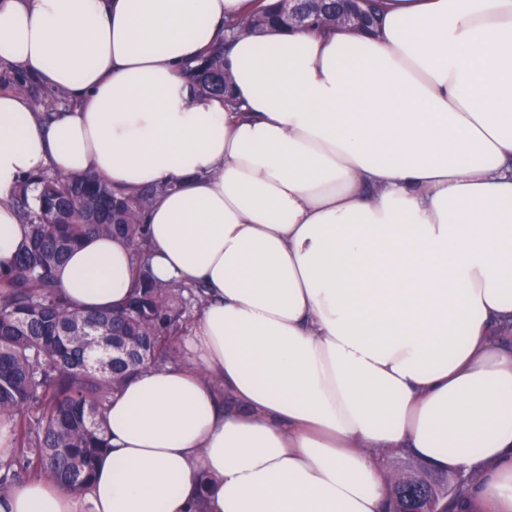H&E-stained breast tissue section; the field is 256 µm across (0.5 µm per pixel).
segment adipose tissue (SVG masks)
I'll return each mask as SVG.
<instances>
[{"label": "adipose tissue", "mask_w": 512, "mask_h": 512, "mask_svg": "<svg viewBox=\"0 0 512 512\" xmlns=\"http://www.w3.org/2000/svg\"><path fill=\"white\" fill-rule=\"evenodd\" d=\"M386 2L370 34L233 41L234 112L185 67L251 0H0V63L73 103L45 126L0 91V271L23 179L91 173L172 183L152 268L207 289L185 363L113 398L88 488L0 512H384L399 452L512 512V0ZM136 266L90 236L56 283L107 309Z\"/></svg>", "instance_id": "1"}]
</instances>
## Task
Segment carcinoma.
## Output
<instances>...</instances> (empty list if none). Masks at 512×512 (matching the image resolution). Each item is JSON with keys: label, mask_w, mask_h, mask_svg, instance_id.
<instances>
[{"label": "carcinoma", "mask_w": 512, "mask_h": 512, "mask_svg": "<svg viewBox=\"0 0 512 512\" xmlns=\"http://www.w3.org/2000/svg\"><path fill=\"white\" fill-rule=\"evenodd\" d=\"M250 16L224 23L227 35L262 33L282 26L275 4L257 0ZM194 91L222 97L224 43L189 68ZM0 82L21 93L25 76L3 70ZM66 109L63 90L35 97ZM170 183L126 193L93 174L81 178L41 172L27 178L16 206L29 226L14 268L0 275V418L10 423L11 456L0 462V493L25 475H37L79 494L90 483L96 460L106 449L103 416L126 381L138 371L183 361L178 341L205 300V288L157 280L150 266L145 216ZM89 235L119 236L138 264L125 302L98 311L72 305L58 291L55 275L69 250ZM124 356L112 365V343ZM448 478L426 464L388 480V512H405L406 495L426 492L438 512H454L467 496L463 487L445 493Z\"/></svg>", "instance_id": "cac0c4a2"}]
</instances>
